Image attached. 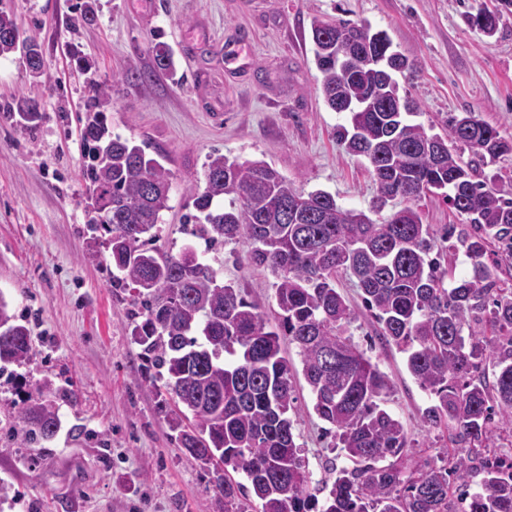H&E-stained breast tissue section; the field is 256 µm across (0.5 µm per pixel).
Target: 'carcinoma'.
<instances>
[{"label": "carcinoma", "mask_w": 512, "mask_h": 512, "mask_svg": "<svg viewBox=\"0 0 512 512\" xmlns=\"http://www.w3.org/2000/svg\"><path fill=\"white\" fill-rule=\"evenodd\" d=\"M510 9L512 0H499L465 20L477 30L493 27ZM338 27L371 33L367 23L315 17L312 41L332 40ZM153 55L152 70L118 75L174 76L168 45L155 43ZM314 60L328 107L351 113L340 143L368 161L380 204L399 197L406 205L378 222L326 191H298L263 160L208 155L203 184L189 187L195 213L186 216V232L210 250L229 241L248 248L252 263L276 279L273 325L194 247L174 255L153 246V230L170 209L171 171L112 134L100 110L109 93L94 89L81 135L87 229L109 252L112 287L131 299L142 375L166 378L177 407L169 427L187 457L218 459L244 474V484L227 471L215 475L224 512L249 492L260 512H512V457L498 452L502 441L512 444V288L500 278L512 266V190L476 178L450 150L438 162L419 153L429 134L405 113L394 119L385 111L391 88L368 60L346 72L317 50ZM369 102L374 111H360ZM0 117H18L29 129L41 119L18 101L0 105ZM449 136L485 166L512 153V139L473 112L451 118ZM426 193L466 223L439 232L423 223L416 201ZM450 251L472 261L471 277L455 286L442 265ZM342 275L361 289L379 326L376 339L404 353L411 375L434 397L423 420L448 431L454 448L445 464L412 462L402 422L384 408L392 381L348 334L355 314L336 289ZM285 342L298 349L313 410L329 424L325 435L351 462L329 461L335 478L320 506L293 433L295 366ZM32 354L30 329L0 295V364ZM14 419L24 442H52L62 422L51 383Z\"/></svg>", "instance_id": "cac0c4a2"}]
</instances>
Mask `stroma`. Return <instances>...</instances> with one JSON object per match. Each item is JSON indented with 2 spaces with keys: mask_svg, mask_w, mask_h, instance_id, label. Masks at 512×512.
<instances>
[{
  "mask_svg": "<svg viewBox=\"0 0 512 512\" xmlns=\"http://www.w3.org/2000/svg\"><path fill=\"white\" fill-rule=\"evenodd\" d=\"M0 0L36 36L45 71L31 82L19 55L0 58V100L28 98L44 120L33 132L0 120V292L30 328L34 355L0 371V512H224L213 467L187 458L167 423L163 381L141 375L129 297L114 288L104 248L91 245L80 179V120L94 84L111 88L103 108L113 132L148 143L173 175L170 208L155 245L205 251L267 318L274 277L251 266L247 249L206 250L184 231L186 187L212 152L263 160L303 192L324 190L348 209L388 217L402 200L376 205L367 161L340 144L348 113L330 110L313 59L312 17L368 22L412 62L396 76L418 105L427 133L447 136L450 117L472 112L512 136V13L494 37L464 14L497 0ZM173 54L175 77L141 82L118 71L153 66V39ZM393 390L386 409L404 425L418 462H439L444 428L425 425L433 399L409 374L405 355L374 346ZM62 393L63 428L46 448L21 444L6 410L42 379ZM296 442L310 491L329 475L331 441L302 375L293 379Z\"/></svg>",
  "mask_w": 512,
  "mask_h": 512,
  "instance_id": "stroma-1",
  "label": "stroma"
}]
</instances>
